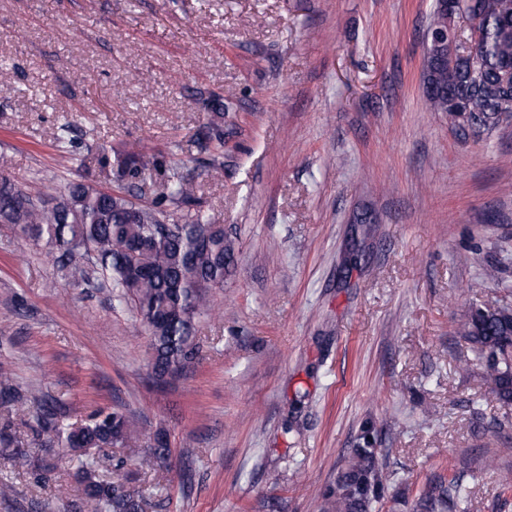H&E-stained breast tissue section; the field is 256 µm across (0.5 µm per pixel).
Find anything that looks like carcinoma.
<instances>
[{
	"instance_id": "obj_1",
	"label": "carcinoma",
	"mask_w": 512,
	"mask_h": 512,
	"mask_svg": "<svg viewBox=\"0 0 512 512\" xmlns=\"http://www.w3.org/2000/svg\"><path fill=\"white\" fill-rule=\"evenodd\" d=\"M490 27L476 42L474 57L458 56L446 81L459 98L458 107L489 132L501 114L512 113V0H479ZM207 122L199 135L212 148L211 171L223 168L224 103L205 100ZM55 141L63 152L73 147L72 126L57 128ZM165 172L163 190L150 203L132 201L123 188L99 189L69 182L53 207L38 206L35 197L0 177V224L47 247V254L68 269L76 283L115 288V298L130 301L148 332L152 371L159 380L180 376L198 355L196 328L212 314L210 290L224 287L234 243L224 227L213 224L194 197L190 179L159 157L141 162ZM172 219L169 227L160 218ZM457 335L478 351L490 391L512 402V317L500 311L476 319L468 312L457 324ZM44 443L84 454L98 448H135L139 440L129 414L101 410L88 423L66 428L55 414L40 420ZM171 449L159 432L153 448L139 457L142 470L166 461ZM380 449H351L347 464L333 482L315 494L318 512H371L383 498L388 476L379 465ZM84 512H146L147 500L119 481H106L94 471H80ZM465 487L453 480L423 489L417 512H457Z\"/></svg>"
}]
</instances>
